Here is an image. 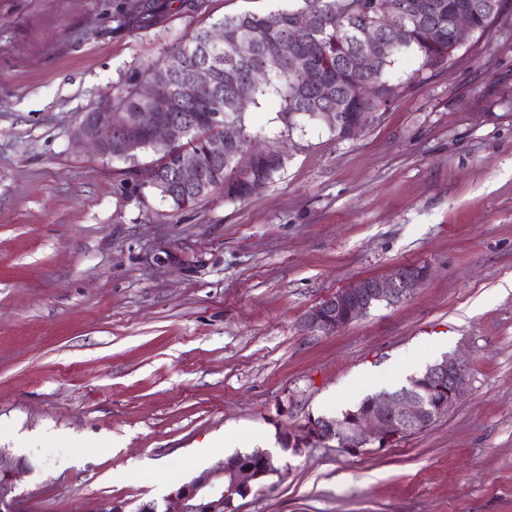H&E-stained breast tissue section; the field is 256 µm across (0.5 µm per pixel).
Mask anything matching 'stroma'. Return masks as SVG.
Masks as SVG:
<instances>
[{
  "instance_id": "obj_1",
  "label": "stroma",
  "mask_w": 512,
  "mask_h": 512,
  "mask_svg": "<svg viewBox=\"0 0 512 512\" xmlns=\"http://www.w3.org/2000/svg\"><path fill=\"white\" fill-rule=\"evenodd\" d=\"M0 0V448L31 461L27 512H130L288 424L470 356L465 395L419 433L358 456L278 452L235 512H512V7L489 35L411 80L350 139L286 130L260 193L190 210L74 132L151 63L224 15L288 0ZM431 274L345 330L307 312L356 280ZM213 445L201 458L202 445Z\"/></svg>"
}]
</instances>
